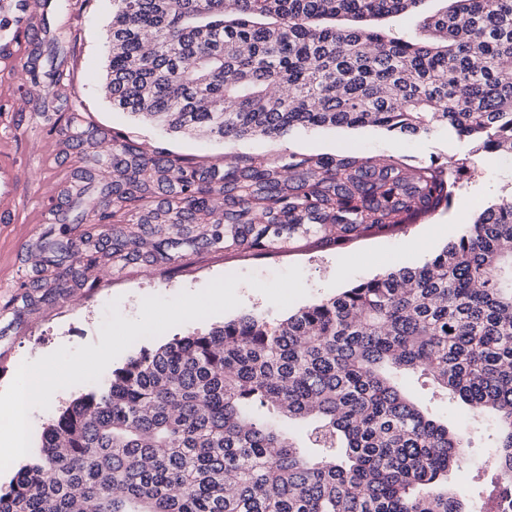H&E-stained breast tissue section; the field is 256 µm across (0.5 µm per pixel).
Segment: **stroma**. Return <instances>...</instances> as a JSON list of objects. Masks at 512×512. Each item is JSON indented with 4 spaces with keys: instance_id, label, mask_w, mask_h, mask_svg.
Returning <instances> with one entry per match:
<instances>
[{
    "instance_id": "stroma-1",
    "label": "stroma",
    "mask_w": 512,
    "mask_h": 512,
    "mask_svg": "<svg viewBox=\"0 0 512 512\" xmlns=\"http://www.w3.org/2000/svg\"><path fill=\"white\" fill-rule=\"evenodd\" d=\"M57 2L55 20L67 25L69 37L61 55L63 77L53 109L77 113L79 127L50 130L27 77L0 61V166L22 161L39 173L38 180L25 184L23 213L15 220L0 221V390L10 384L23 361L39 359L62 346L99 344L110 301H118L124 317L135 319L145 297L197 292L211 280L232 273L254 274L267 281L294 265L301 268L307 289L306 296L290 308L279 309L259 291L240 284L238 307L136 341L113 360L118 368L141 348L208 331L245 313L279 321L291 311L385 271L422 265L456 241L480 212L512 198V154L474 151L472 144L444 128L428 134H401L371 126L295 129L279 138L257 136L224 143L194 130L173 132L153 120L115 111L103 89L112 0ZM110 131L150 156H177L201 170L223 167L228 160L242 164L260 157L283 164L293 154L333 155L344 150L376 160L400 156L416 166L460 160L466 168L459 174L449 206L386 235L369 234L341 247L314 240L294 244L282 240L262 252L227 253L190 245V238L204 227L188 224L186 241L175 247L173 260L152 258L145 249L130 245L117 255L107 246L95 266L81 270L77 278L64 277L59 269L42 264L40 214L57 211L61 191L72 182L82 156L110 157L112 143L106 137ZM437 414L449 426L473 431V456L452 471L450 479L476 490L491 426L463 405L442 407Z\"/></svg>"
}]
</instances>
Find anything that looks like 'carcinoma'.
Segmentation results:
<instances>
[{
	"mask_svg": "<svg viewBox=\"0 0 512 512\" xmlns=\"http://www.w3.org/2000/svg\"><path fill=\"white\" fill-rule=\"evenodd\" d=\"M424 0H112V108L224 142L295 128H446L512 153V0H446L418 40L369 27ZM152 46L145 49L143 37ZM67 33L42 42L55 59ZM47 101L62 73L31 66ZM281 86L286 92L273 95ZM81 158L72 223L202 224L192 244L264 250L269 231L341 246L449 205L452 162L356 153L201 171L112 136ZM43 234L44 263L98 260L103 235ZM460 399L495 417V501L512 498V199L421 267L346 288L278 322L243 314L142 348L72 401L8 485L0 512H469L448 473L461 429L411 397Z\"/></svg>",
	"mask_w": 512,
	"mask_h": 512,
	"instance_id": "1",
	"label": "carcinoma"
}]
</instances>
